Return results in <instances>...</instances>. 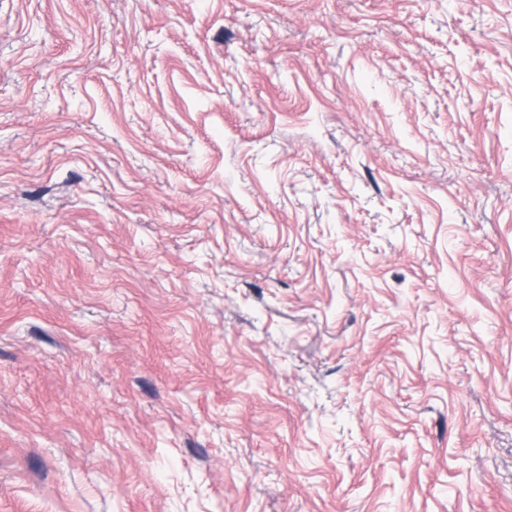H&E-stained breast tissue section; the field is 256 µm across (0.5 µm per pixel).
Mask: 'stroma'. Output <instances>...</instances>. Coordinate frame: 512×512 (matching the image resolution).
<instances>
[{"mask_svg": "<svg viewBox=\"0 0 512 512\" xmlns=\"http://www.w3.org/2000/svg\"><path fill=\"white\" fill-rule=\"evenodd\" d=\"M0 512H512V0H0Z\"/></svg>", "mask_w": 512, "mask_h": 512, "instance_id": "stroma-1", "label": "stroma"}]
</instances>
